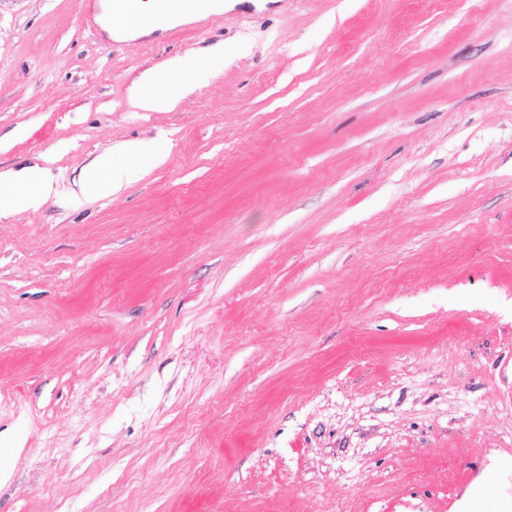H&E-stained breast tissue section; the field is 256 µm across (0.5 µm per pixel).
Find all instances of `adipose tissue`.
Segmentation results:
<instances>
[{
  "instance_id": "1",
  "label": "adipose tissue",
  "mask_w": 512,
  "mask_h": 512,
  "mask_svg": "<svg viewBox=\"0 0 512 512\" xmlns=\"http://www.w3.org/2000/svg\"><path fill=\"white\" fill-rule=\"evenodd\" d=\"M230 7L229 0H184L178 8L162 15L158 12V0H144L140 15L128 20L121 35L130 40L147 37L176 24L206 20ZM200 80L201 70L193 64L187 65L176 79L165 69L155 67L143 74L136 93L146 109L164 112L172 109L182 97L193 91ZM160 159L157 153L146 156L130 146H118L114 151L99 155L92 161L83 186L103 197L117 194L123 187L122 171L126 165L151 167L159 163ZM52 192L51 181L36 171L1 173L0 214L39 206Z\"/></svg>"
}]
</instances>
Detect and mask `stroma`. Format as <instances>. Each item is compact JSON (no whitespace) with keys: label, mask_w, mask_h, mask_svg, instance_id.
Wrapping results in <instances>:
<instances>
[{"label":"stroma","mask_w":512,"mask_h":512,"mask_svg":"<svg viewBox=\"0 0 512 512\" xmlns=\"http://www.w3.org/2000/svg\"><path fill=\"white\" fill-rule=\"evenodd\" d=\"M84 12L0 0V512H512V0ZM121 4L117 9H113L111 16V23L117 27H123L122 30H114L110 25H105L104 29L110 34L115 36H122L125 39H138L148 37L157 31H164L172 25L181 24L185 22L204 21L212 14L222 13L234 6L237 1H223V0H190L188 3L180 4L177 9H169L163 16L156 18L153 21L149 17L154 14L162 2L158 0H113ZM142 2L141 14L134 16L128 20L125 25L126 18L133 13L139 11V2ZM113 2V4H114ZM148 15V16H145ZM200 80L201 70L195 64L187 65L177 80H173L165 69L155 67L143 74L136 93L146 109L164 112L193 91ZM163 154L164 150L160 149L155 154L146 156L130 146L120 145L114 151L99 155L92 161L84 177L83 187L90 188L103 197L115 195L123 187L122 171L126 165L155 166ZM53 192L52 182L35 170L0 174V215L41 205Z\"/></svg>","instance_id":"obj_1"}]
</instances>
